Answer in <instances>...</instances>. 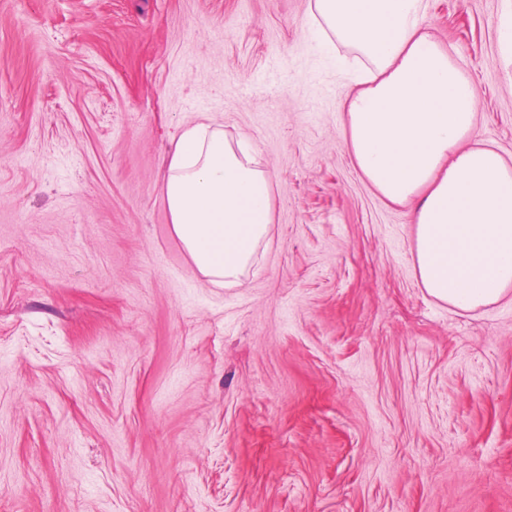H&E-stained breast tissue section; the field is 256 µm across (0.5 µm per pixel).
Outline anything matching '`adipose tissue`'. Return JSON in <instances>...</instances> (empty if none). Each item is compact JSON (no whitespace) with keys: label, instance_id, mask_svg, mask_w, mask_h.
Masks as SVG:
<instances>
[{"label":"adipose tissue","instance_id":"ef3b65f1","mask_svg":"<svg viewBox=\"0 0 512 512\" xmlns=\"http://www.w3.org/2000/svg\"><path fill=\"white\" fill-rule=\"evenodd\" d=\"M428 0H311L315 25L371 64L343 99L349 154L387 203L410 206L417 276L477 311L512 294V157L483 140L473 82L424 22ZM166 202L210 282L242 285L270 231L271 179L248 137L179 128Z\"/></svg>","mask_w":512,"mask_h":512}]
</instances>
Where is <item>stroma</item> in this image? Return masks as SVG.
<instances>
[{
    "mask_svg": "<svg viewBox=\"0 0 512 512\" xmlns=\"http://www.w3.org/2000/svg\"><path fill=\"white\" fill-rule=\"evenodd\" d=\"M511 14L427 16L507 156ZM363 68L310 0H0V512H512V296L417 281L345 144ZM200 121L272 182L236 288L170 230Z\"/></svg>",
    "mask_w": 512,
    "mask_h": 512,
    "instance_id": "35a3bbf8",
    "label": "stroma"
}]
</instances>
